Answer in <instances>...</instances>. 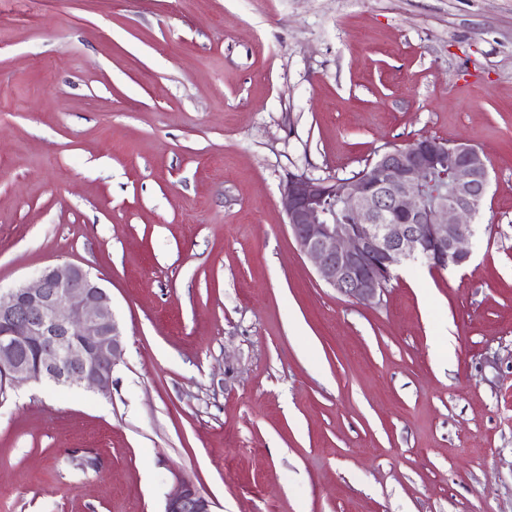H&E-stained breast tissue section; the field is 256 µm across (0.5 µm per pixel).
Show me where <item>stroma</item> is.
<instances>
[{"label":"stroma","instance_id":"35a3bbf8","mask_svg":"<svg viewBox=\"0 0 512 512\" xmlns=\"http://www.w3.org/2000/svg\"><path fill=\"white\" fill-rule=\"evenodd\" d=\"M487 157L472 257L323 283L289 174ZM112 297L108 394L0 395V512H512V0H0V287ZM212 502L187 480H179L166 498L164 512H213Z\"/></svg>","mask_w":512,"mask_h":512}]
</instances>
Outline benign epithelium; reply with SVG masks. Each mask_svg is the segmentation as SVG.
I'll return each instance as SVG.
<instances>
[{"mask_svg":"<svg viewBox=\"0 0 512 512\" xmlns=\"http://www.w3.org/2000/svg\"><path fill=\"white\" fill-rule=\"evenodd\" d=\"M448 160V186L426 192V174ZM334 178L293 173L282 189L287 224L321 281L363 302L386 289L404 260H423L434 270L465 265L471 256L470 220L482 209L489 187L487 159L465 143L423 137L404 148L377 152L360 175ZM341 195L351 220L322 208ZM123 330L112 297L82 267L48 266L33 284L0 290V385L29 382L80 386L106 393L124 352ZM164 512H213L212 502L187 480L166 498Z\"/></svg>","mask_w":512,"mask_h":512,"instance_id":"benign-epithelium-1","label":"benign epithelium"}]
</instances>
